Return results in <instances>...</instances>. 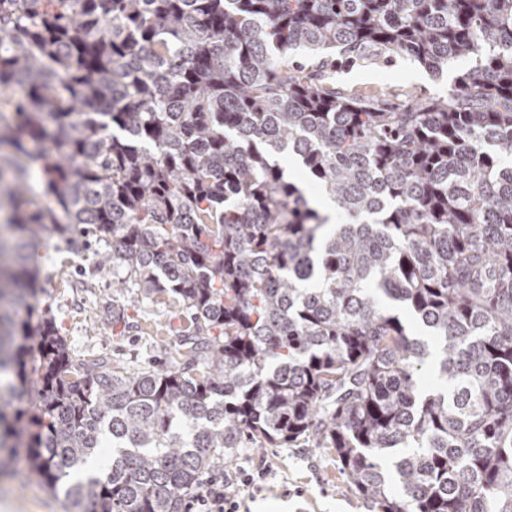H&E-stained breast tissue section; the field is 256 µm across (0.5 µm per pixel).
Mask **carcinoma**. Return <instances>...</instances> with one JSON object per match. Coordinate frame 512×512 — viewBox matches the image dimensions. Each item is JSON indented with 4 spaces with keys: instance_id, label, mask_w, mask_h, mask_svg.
Returning a JSON list of instances; mask_svg holds the SVG:
<instances>
[{
    "instance_id": "cac0c4a2",
    "label": "carcinoma",
    "mask_w": 512,
    "mask_h": 512,
    "mask_svg": "<svg viewBox=\"0 0 512 512\" xmlns=\"http://www.w3.org/2000/svg\"><path fill=\"white\" fill-rule=\"evenodd\" d=\"M371 55L474 65L411 103L336 86ZM5 171L0 470L66 512H185L236 449L303 444L378 512H512V0H0ZM81 225L191 314L170 366L34 318V250Z\"/></svg>"
}]
</instances>
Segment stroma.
I'll use <instances>...</instances> for the list:
<instances>
[{
  "label": "stroma",
  "mask_w": 512,
  "mask_h": 512,
  "mask_svg": "<svg viewBox=\"0 0 512 512\" xmlns=\"http://www.w3.org/2000/svg\"><path fill=\"white\" fill-rule=\"evenodd\" d=\"M467 64L449 63L442 76L405 59L346 63L336 81L348 92L393 101L447 94ZM101 244L84 235L78 245L48 237L36 249L42 291L35 305L53 321L71 353L86 359L108 357L130 368L169 364L177 335L188 325L186 312L171 302L134 300L115 287L111 271L98 269ZM124 320L112 321L113 305ZM224 486L235 492L240 512H371L367 500L350 490L335 454L321 448H242L224 469ZM0 512H64L60 499L26 470L0 472Z\"/></svg>",
  "instance_id": "35a3bbf8"
}]
</instances>
